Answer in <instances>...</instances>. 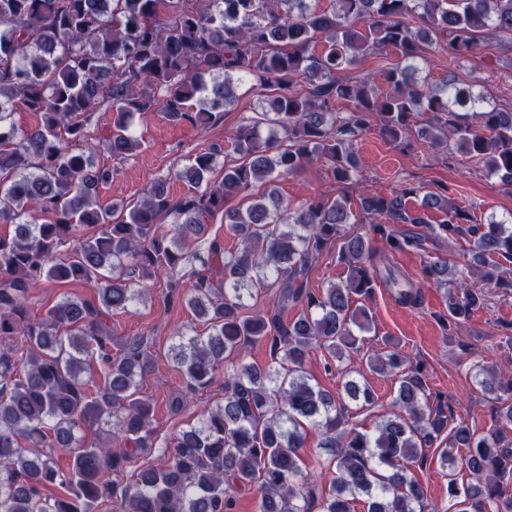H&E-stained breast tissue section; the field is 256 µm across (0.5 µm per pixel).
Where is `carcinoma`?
<instances>
[{
  "label": "carcinoma",
  "mask_w": 512,
  "mask_h": 512,
  "mask_svg": "<svg viewBox=\"0 0 512 512\" xmlns=\"http://www.w3.org/2000/svg\"><path fill=\"white\" fill-rule=\"evenodd\" d=\"M496 34L512 35V0H332L328 11L310 0H0V224L13 227L0 234V512H97L106 499L123 512H228L233 494L254 486L260 512H353L357 498L367 512H512V379L475 366L478 385L497 402L479 433L431 395L423 363L398 350L361 353L371 316L354 306L382 282L397 304L417 308L428 282L447 292L438 318L451 337L484 290L439 259L425 262V282L415 281L387 253L467 238L469 269L512 288V269L502 264L512 262V227L478 223L448 203L446 188L364 194L360 218L344 195L360 173L355 141L373 116L395 144L414 132L438 149L451 139L512 185V108L471 87L432 86L417 64L425 46L440 42L458 60ZM375 50L398 57L384 72L387 89L368 75L340 76ZM247 82L263 90L266 120L249 119L230 137L234 163H219L224 148L212 144L176 170L190 190L178 202L160 176L127 209L99 204L112 172L96 165L97 145L87 141L92 112L112 110L102 146L125 158L142 146L130 132L134 114L160 106L171 120L203 127ZM20 104L37 114L36 125L16 127ZM422 112L430 118L415 129ZM316 160L327 164L337 196L291 207L272 185ZM240 195L247 206H225ZM413 198L446 219L425 233L393 228L425 223L407 208ZM218 214L237 247L206 236L207 218ZM162 215L172 225L160 234ZM347 224L370 225L387 252L344 231ZM81 226L93 233L76 238ZM340 237L348 275L316 293L309 275ZM194 244L207 259L189 271ZM158 272L168 277L167 301L205 325L188 326L170 346L186 394L222 370L224 401L180 430L163 451L166 464L130 486L112 474L157 449L154 408L139 392L153 363L143 337H116L107 320L138 302ZM43 277L93 288L97 300L67 296L36 319L29 291ZM273 287L276 308L244 315L246 298ZM293 304L301 312L288 322ZM260 342L271 354L264 372L245 363ZM314 349L331 361H360L342 394L309 383L304 366ZM93 365L103 384L92 391L82 375ZM388 373L397 377L394 411L370 434L346 419L345 401L374 405L360 377ZM308 427L320 431L333 472L319 496L299 453ZM432 449L448 470L444 509L410 475ZM61 452L69 454L65 471ZM458 464L469 480L458 482ZM52 486L63 493L44 495Z\"/></svg>",
  "instance_id": "carcinoma-1"
}]
</instances>
